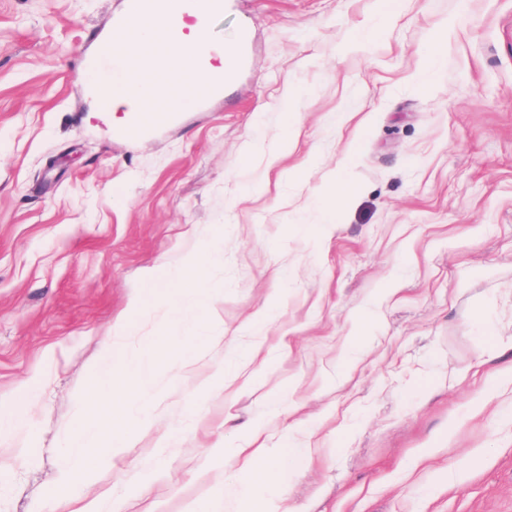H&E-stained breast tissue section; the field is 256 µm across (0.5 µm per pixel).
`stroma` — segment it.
I'll use <instances>...</instances> for the list:
<instances>
[{"mask_svg":"<svg viewBox=\"0 0 512 512\" xmlns=\"http://www.w3.org/2000/svg\"><path fill=\"white\" fill-rule=\"evenodd\" d=\"M126 8L0 0V512H56L107 354L116 512H512V0H224L246 65L135 138L84 70ZM251 440L302 448L284 490ZM203 265L196 257H190L184 262V272L186 278L182 283L181 294L178 300L169 304L171 319L183 324L185 336L190 340L198 335L197 328L194 325L184 323L183 305H199L201 297L199 294L198 283L200 275L203 273ZM112 362L111 355H106L103 364L98 368L96 375L99 380L104 383L103 387H97L93 390V394L97 402L107 406L114 402L118 397L125 394V387L113 381L112 379ZM33 400L32 389H27L19 393L13 402V406L8 414L0 416V429L15 423H20L27 418L31 409ZM298 454V448H279L277 462L270 466L265 463L264 453L255 456L254 452L246 453V448L240 447L231 452L230 460L249 478L251 488L281 490L286 485Z\"/></svg>","mask_w":512,"mask_h":512,"instance_id":"35a3bbf8","label":"stroma"}]
</instances>
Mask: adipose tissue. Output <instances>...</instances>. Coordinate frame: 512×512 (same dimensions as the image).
I'll list each match as a JSON object with an SVG mask.
<instances>
[{
  "instance_id": "adipose-tissue-1",
  "label": "adipose tissue",
  "mask_w": 512,
  "mask_h": 512,
  "mask_svg": "<svg viewBox=\"0 0 512 512\" xmlns=\"http://www.w3.org/2000/svg\"><path fill=\"white\" fill-rule=\"evenodd\" d=\"M191 15V7L184 0L183 4L165 7L138 23L135 36L125 45L126 53L136 59L138 65L128 74L126 93L111 96L112 112L132 115L138 100L146 95L151 96L152 107H182L194 100L202 86L213 83L222 87L228 83L230 75L224 67V59L234 51V44L214 46L205 28L192 21ZM184 272L181 294L169 309L172 320L183 323L185 335L192 338L197 329L184 324L183 307L201 302L198 283L203 265L198 258H188ZM102 438L101 428L92 423L73 441L70 466L60 477L61 496L57 505L62 512H73V503L84 497L97 469L111 465L113 451L129 446L132 435L128 432L114 434L109 452L93 455V448L99 447ZM298 454L295 448L279 449L276 464L269 465L264 456L240 447L232 451L230 458L253 488L280 490Z\"/></svg>"
}]
</instances>
